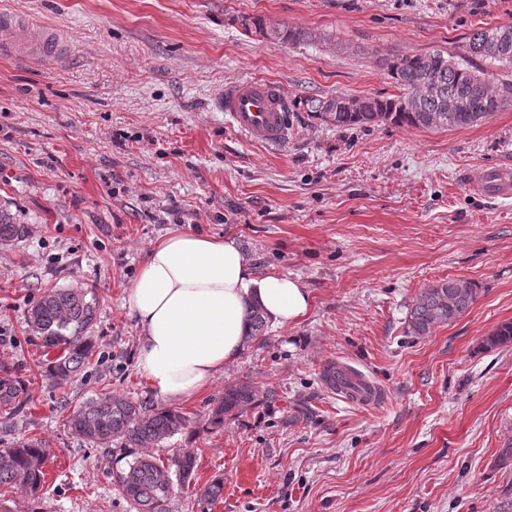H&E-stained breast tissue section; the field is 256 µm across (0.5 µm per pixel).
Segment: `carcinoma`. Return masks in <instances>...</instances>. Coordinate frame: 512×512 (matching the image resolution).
Instances as JSON below:
<instances>
[{
    "mask_svg": "<svg viewBox=\"0 0 512 512\" xmlns=\"http://www.w3.org/2000/svg\"><path fill=\"white\" fill-rule=\"evenodd\" d=\"M245 30L252 28L265 38L282 43L313 40L312 33L296 27H266L259 17H243ZM498 64L512 74V25L482 27L473 31L466 44V55L455 58L443 50L429 54H394L386 61L388 76L402 93L386 99L364 96L352 108L346 97L309 99L305 105L315 118L338 128H352L380 123L423 129H457L478 125L487 117L512 106V79L491 83L473 59ZM425 82L437 86L439 93L417 104L408 101L411 90ZM468 100V111L448 112L442 124L433 116L442 113L448 96ZM24 232L19 224L0 213V241H11ZM474 285L461 279L442 280L420 289L408 317V330L415 336H426L439 326L464 315L474 304ZM98 301L87 289H50L41 295L29 311L32 329L46 348L60 351L51 362L50 372L55 384L68 382L78 371L90 364L94 350L93 326ZM249 337L258 338L268 329L261 309L253 305L247 311ZM512 343V323L497 327L485 339L490 348ZM29 397L28 386L16 369L0 364V406L21 407ZM259 402L252 382L239 379L224 386V392L210 410V424L224 426V419L234 418L245 408ZM191 420L181 412L157 408L123 396H105L79 404L66 416L65 426L87 445L101 447L112 442L141 452L127 466L112 471V485L134 512H167L174 486L190 488L196 479V457L185 453L166 464L149 449L183 432ZM49 450L46 442L28 439L11 448L0 450V497L18 491L39 492L45 484V466ZM224 480L215 478L196 490L200 507H207L222 497Z\"/></svg>",
    "mask_w": 512,
    "mask_h": 512,
    "instance_id": "obj_1",
    "label": "carcinoma"
}]
</instances>
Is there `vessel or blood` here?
Segmentation results:
<instances>
[{"label": "vessel or blood", "mask_w": 512, "mask_h": 512, "mask_svg": "<svg viewBox=\"0 0 512 512\" xmlns=\"http://www.w3.org/2000/svg\"><path fill=\"white\" fill-rule=\"evenodd\" d=\"M13 42L29 44L38 55H52L60 50L52 33L31 36L27 27L0 15V44ZM221 107L229 124L247 136L269 145L281 144L288 136L292 102L278 83L261 79L229 83L224 87ZM480 189L494 197H511L512 170L502 168L487 174ZM336 393L347 402L369 407L377 405L379 389L364 374L348 370L343 380L337 381Z\"/></svg>", "instance_id": "1"}]
</instances>
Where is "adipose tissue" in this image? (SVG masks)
I'll list each match as a JSON object with an SVG mask.
<instances>
[{"mask_svg": "<svg viewBox=\"0 0 512 512\" xmlns=\"http://www.w3.org/2000/svg\"><path fill=\"white\" fill-rule=\"evenodd\" d=\"M252 304L288 326L304 317L311 296L288 274L256 272L232 237L175 228L153 242L127 292L142 330L137 363L146 386L170 402L208 388L246 350Z\"/></svg>", "mask_w": 512, "mask_h": 512, "instance_id": "ef3b65f1", "label": "adipose tissue"}]
</instances>
